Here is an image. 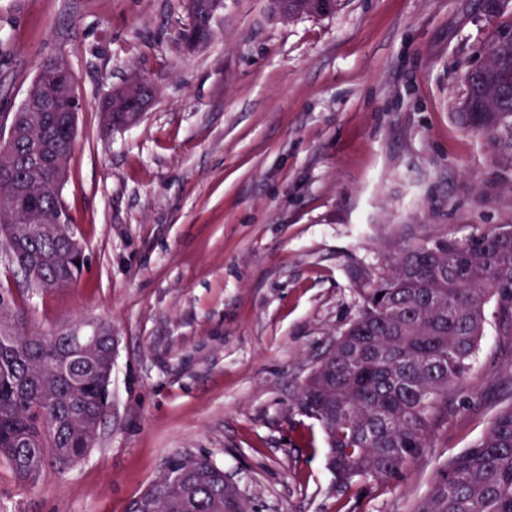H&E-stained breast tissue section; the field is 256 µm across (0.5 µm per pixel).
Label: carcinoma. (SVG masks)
<instances>
[{
    "mask_svg": "<svg viewBox=\"0 0 512 512\" xmlns=\"http://www.w3.org/2000/svg\"><path fill=\"white\" fill-rule=\"evenodd\" d=\"M512 17H498L485 48L495 55L486 70L464 74L460 124L489 138L501 161L512 167ZM494 111L485 112V92ZM137 98L118 93L101 106L102 122L124 123ZM40 138L71 156L75 136L60 112H41L36 126L23 127L14 156L0 158L5 173L24 174L31 141ZM15 206L38 208L52 217L51 197L12 198ZM23 272L32 254L44 257L34 277L77 282L84 258L63 236L15 238L0 233ZM359 315L336 334L334 357L302 385L295 406L318 421L329 441V467L336 487L362 479L388 481L430 447L448 415V401L466 385L488 321L512 335V224L464 239L435 235L408 248L372 288L360 291ZM15 301L0 291V462L22 480L37 481L46 466L64 474L94 447L90 433L102 425L105 382L90 355L72 356L79 328L53 333L15 324ZM164 470L174 486L156 479L142 492L155 512H249L236 486L224 484V470L206 456H171ZM414 512H512V403L500 408L487 432L437 472L428 495Z\"/></svg>",
    "mask_w": 512,
    "mask_h": 512,
    "instance_id": "cac0c4a2",
    "label": "carcinoma"
}]
</instances>
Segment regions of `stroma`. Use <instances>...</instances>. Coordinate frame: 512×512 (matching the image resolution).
Returning a JSON list of instances; mask_svg holds the SVG:
<instances>
[{"label":"stroma","mask_w":512,"mask_h":512,"mask_svg":"<svg viewBox=\"0 0 512 512\" xmlns=\"http://www.w3.org/2000/svg\"><path fill=\"white\" fill-rule=\"evenodd\" d=\"M186 0H0V112L66 59L84 101L62 200L85 267L39 293L0 254L17 320L112 329L96 446L36 485L0 464V512H128L177 453L208 456L253 512H414L437 470L512 402V338L488 327L471 374L403 477L338 489L297 393L360 289L427 237L512 224V171L456 113L488 23L478 0H342L282 20L224 0L186 49ZM154 95L104 133L133 76ZM136 105L137 98L123 92L111 96L105 101L104 105L102 102L101 117L104 129L110 130L106 124L108 120H112V124L115 125L124 124V116L128 113L126 111L133 110Z\"/></svg>","instance_id":"1"}]
</instances>
